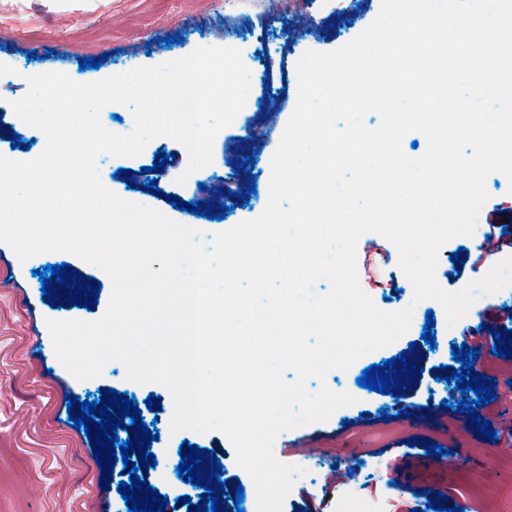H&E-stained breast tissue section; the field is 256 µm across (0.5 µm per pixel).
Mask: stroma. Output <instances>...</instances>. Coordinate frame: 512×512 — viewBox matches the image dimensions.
<instances>
[{
  "label": "stroma",
  "mask_w": 512,
  "mask_h": 512,
  "mask_svg": "<svg viewBox=\"0 0 512 512\" xmlns=\"http://www.w3.org/2000/svg\"><path fill=\"white\" fill-rule=\"evenodd\" d=\"M353 9L345 23L335 21L337 10ZM381 0H0V154L27 161L45 147L41 131L21 121L10 103L27 91L26 76L62 72L78 82H92L142 66H156L190 54L199 47H233L251 51L249 107L217 134L213 161L188 172V152L178 141L159 136L135 157L102 155V183L122 199L133 198L171 220L195 229L202 243L240 221L257 217L268 200L270 161L297 100L296 65L309 50L330 52L356 38L378 16ZM176 36L164 44L166 35ZM103 58L96 69L79 70V59ZM21 145L12 146L13 137ZM168 160L163 173L149 176L157 150ZM249 156L243 170L234 162ZM131 170V179L116 177L117 169ZM156 180L160 192L144 186ZM136 188H128V181ZM255 184L247 202L232 198L225 219L210 220L172 207L170 197L186 202L215 198L217 191ZM489 194L480 209L472 235L445 242L437 255L435 278L449 292L463 288L487 273L489 257L478 246L493 212L512 205V182L499 172L485 182ZM398 250L375 232L357 243V272L362 289L384 312L413 307L411 325L392 344L358 358L346 370H330L324 380H309V390L327 386L351 394L355 402L337 409L327 420L282 432L274 443L276 458L286 464L316 463L315 471L298 479L283 504V512H365L368 500L392 491L393 512H433L428 493L441 492L448 506L466 512H503L512 500V357L480 350L475 372L496 379L494 401L478 408L498 439L486 441L471 429L467 415L456 406L461 394L435 376L437 368L461 370L452 348L479 320L503 329L512 312V286L479 296L467 314L448 325L441 304L414 302L411 282L398 266ZM71 264L102 285L95 308L52 306L46 302L33 272L46 265ZM112 293L109 276L99 267L67 252H47L19 260L0 242V512H128L117 491L119 476L109 488L100 484L101 470L84 432L68 419L67 399L99 400L100 389H113L136 400L161 396V409L142 410L159 464L148 478L160 494L176 498L184 487L176 466L179 447L188 442L214 450L223 470L227 502L235 491L244 495V512H256V490L250 475L236 461V451L222 432L171 431L173 401L157 383L127 380L121 362L105 365L100 376L78 380L57 359L48 321L94 322L106 312ZM433 314L435 345L421 341L426 314ZM421 346L422 374L406 395H383L358 386L370 365ZM446 448L443 456L427 455L426 443ZM351 471L343 487L331 485L336 472ZM360 487L362 497L345 500L341 490Z\"/></svg>",
  "instance_id": "stroma-1"
}]
</instances>
